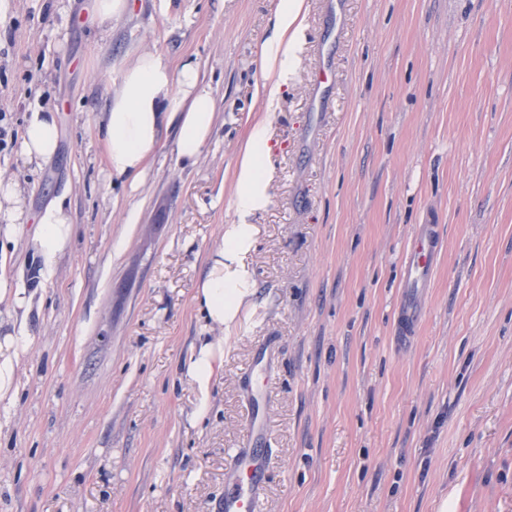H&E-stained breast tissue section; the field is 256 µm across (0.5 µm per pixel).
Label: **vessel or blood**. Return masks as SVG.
Instances as JSON below:
<instances>
[{
    "instance_id": "vessel-or-blood-1",
    "label": "vessel or blood",
    "mask_w": 512,
    "mask_h": 512,
    "mask_svg": "<svg viewBox=\"0 0 512 512\" xmlns=\"http://www.w3.org/2000/svg\"><path fill=\"white\" fill-rule=\"evenodd\" d=\"M438 247L434 225H422L404 255L403 291L398 307L400 334L411 332L418 321L421 294L435 268ZM265 440V425L259 408H252L247 422L243 446L238 449L225 477L221 512H261L262 464L255 451Z\"/></svg>"
}]
</instances>
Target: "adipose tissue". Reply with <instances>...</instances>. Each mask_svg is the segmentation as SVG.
Instances as JSON below:
<instances>
[{
	"label": "adipose tissue",
	"mask_w": 512,
	"mask_h": 512,
	"mask_svg": "<svg viewBox=\"0 0 512 512\" xmlns=\"http://www.w3.org/2000/svg\"><path fill=\"white\" fill-rule=\"evenodd\" d=\"M306 13V0H278L274 34L262 51L266 78L256 84L255 97L273 99L296 71ZM214 121L213 93L201 81L196 62L186 61L176 67L164 53H143L123 71L120 92L107 101L99 130L107 170L130 189H137L158 150L163 129L173 125L178 128V159L195 164ZM58 138L54 112L37 110L22 132L21 153L31 163L49 161L56 153ZM269 152L267 124L260 120L250 128L235 173L238 211L244 221L226 231L208 254L206 272L194 293L199 312L219 327L234 321L251 293L249 279L237 261L249 249L254 235L246 216L267 202ZM73 235L74 225L64 203H53L39 213L30 242L44 278H52ZM223 359V340L203 338L186 364V374L198 389L194 421L204 420L210 412V386L223 368Z\"/></svg>",
	"instance_id": "ef3b65f1"
}]
</instances>
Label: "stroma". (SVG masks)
<instances>
[{"mask_svg":"<svg viewBox=\"0 0 512 512\" xmlns=\"http://www.w3.org/2000/svg\"><path fill=\"white\" fill-rule=\"evenodd\" d=\"M276 3L132 0L105 31L93 0H0V178L26 214L61 200L74 223L47 281L26 232L6 244L30 303H0V339H29L0 401V512H218L255 397L262 512H512V0H307L299 66L268 110L254 87ZM154 50L199 64L217 121L192 167L164 130L133 191L98 130L122 68ZM39 107L59 144L35 166L14 136ZM259 119L253 294L223 332L193 294L239 221ZM423 224L437 265L404 342L403 255ZM219 334L196 423L184 368Z\"/></svg>","mask_w":512,"mask_h":512,"instance_id":"35a3bbf8","label":"stroma"}]
</instances>
